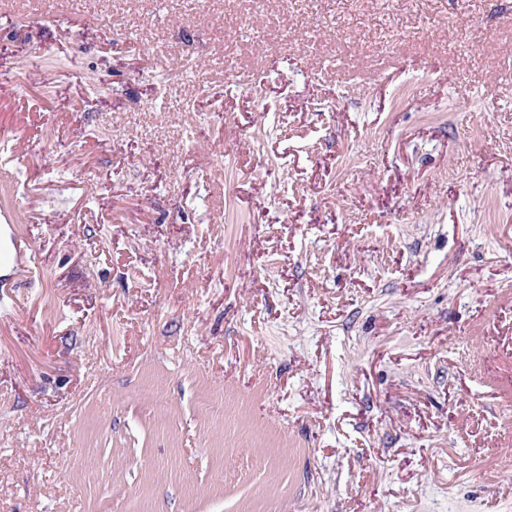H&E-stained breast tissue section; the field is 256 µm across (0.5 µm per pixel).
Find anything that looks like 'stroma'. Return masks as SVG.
Here are the masks:
<instances>
[{"mask_svg":"<svg viewBox=\"0 0 512 512\" xmlns=\"http://www.w3.org/2000/svg\"><path fill=\"white\" fill-rule=\"evenodd\" d=\"M0 202V512H512L507 0H0ZM215 40L216 33L213 29L207 28L206 31L199 33L192 41L188 40L187 43H184L182 57L186 67L179 73L171 72V77H177L179 80L187 77L193 69L192 66L196 60L205 53L210 42ZM9 210H0V286L5 288L16 277L29 276L34 267L31 243L13 224Z\"/></svg>","mask_w":512,"mask_h":512,"instance_id":"35a3bbf8","label":"stroma"}]
</instances>
